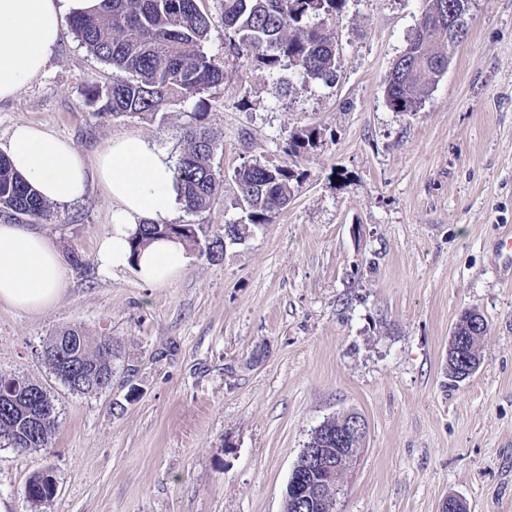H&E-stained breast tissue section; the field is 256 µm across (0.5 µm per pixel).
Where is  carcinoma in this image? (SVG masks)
<instances>
[{"mask_svg":"<svg viewBox=\"0 0 512 512\" xmlns=\"http://www.w3.org/2000/svg\"><path fill=\"white\" fill-rule=\"evenodd\" d=\"M462 0H427L415 33L396 61L386 86V102L394 112H417L443 77L436 62L446 56L448 24H439L434 8L446 12ZM345 0H224V29L238 36L237 49L269 70L293 69L304 80L335 81L338 67L336 43L316 19L339 16ZM70 26L87 51L115 70L106 87L90 83L87 100L105 115L155 112L164 103L183 102L219 86L223 69L203 52L211 23L197 0H103L98 15L74 17ZM205 113L184 126L180 138L184 152L175 167L183 207L189 212L208 208L223 183V173L213 164L221 143L203 124ZM294 172L286 165H250L236 170L235 181L248 205L250 224H268L285 208L294 189ZM36 190L0 156V218L32 224L48 212ZM233 230L202 239L172 224H140L132 238L133 253L152 241L173 236L185 246H196L208 256L224 247ZM63 336L80 341L75 360L93 370L112 365V338L92 342L77 327L60 331L46 345L52 353L49 369L68 384L59 369L70 350L58 349ZM28 381L0 374V439L28 452L47 448L57 422L33 428L41 406L55 403L48 392L27 397ZM40 498H51L48 478L39 471L24 486ZM301 508L285 505L287 512H335L336 497L323 499L310 493Z\"/></svg>","mask_w":512,"mask_h":512,"instance_id":"cac0c4a2","label":"carcinoma"}]
</instances>
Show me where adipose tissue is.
Instances as JSON below:
<instances>
[{
  "label": "adipose tissue",
  "instance_id": "ef3b65f1",
  "mask_svg": "<svg viewBox=\"0 0 512 512\" xmlns=\"http://www.w3.org/2000/svg\"><path fill=\"white\" fill-rule=\"evenodd\" d=\"M102 0H0V100L16 97L47 68L65 18L94 12ZM12 167L51 204L76 202L98 185L113 204L112 230L100 242L101 268L136 261L140 278L160 285L173 279L183 259L181 243L159 239L132 257L137 224L162 223L180 204L175 166L156 142L112 138L87 159L73 144L30 124L16 125L5 148ZM65 270L55 245L20 224L0 223V303L36 313L53 305Z\"/></svg>",
  "mask_w": 512,
  "mask_h": 512
}]
</instances>
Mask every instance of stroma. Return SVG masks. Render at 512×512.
Segmentation results:
<instances>
[{
  "instance_id": "obj_1",
  "label": "stroma",
  "mask_w": 512,
  "mask_h": 512,
  "mask_svg": "<svg viewBox=\"0 0 512 512\" xmlns=\"http://www.w3.org/2000/svg\"><path fill=\"white\" fill-rule=\"evenodd\" d=\"M199 5L205 51L224 69L204 95L224 182L207 209L172 221L210 234L245 221L234 174L248 164L290 167L293 197L219 258L185 248L162 285L100 267L112 202L99 187L51 206L33 229L55 244L66 282L41 312L0 305V373L45 387L58 426L50 447H0V501L8 512H283L312 433L355 412L367 436L336 512H439L451 496L468 512H512V280L494 251L512 227V0H471L468 34L416 112L391 111L385 87L425 0H346L327 24L331 85L238 55L222 0ZM112 78L64 29L47 72L0 101V144L27 123L89 157L136 135L179 160L195 100L106 117L84 90ZM309 132L312 147L288 154ZM468 309L488 330L478 370L455 382L448 340ZM74 326L118 343L110 388L70 391L46 364L49 338ZM46 467L57 492L36 507L21 490Z\"/></svg>"
}]
</instances>
